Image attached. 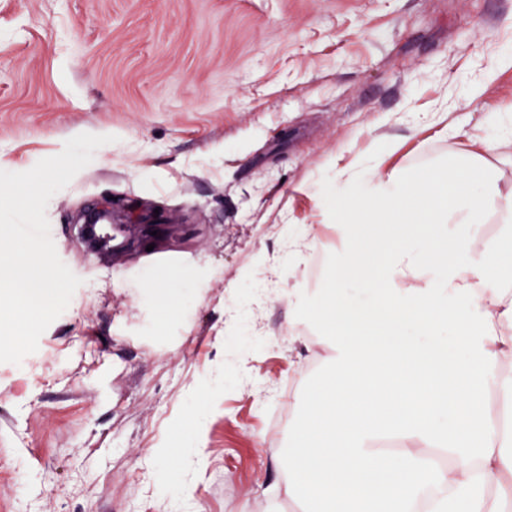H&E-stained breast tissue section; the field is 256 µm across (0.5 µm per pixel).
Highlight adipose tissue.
<instances>
[{
	"mask_svg": "<svg viewBox=\"0 0 512 512\" xmlns=\"http://www.w3.org/2000/svg\"><path fill=\"white\" fill-rule=\"evenodd\" d=\"M391 145L329 162L325 217L341 247L321 297L295 310L333 339L336 364L308 387L287 491L304 512H512V372L497 367L512 358V186L486 162L498 142L449 151L429 175L386 167ZM491 211L502 233L474 251ZM346 280L369 300L345 299ZM452 329L469 357H449ZM387 438L398 455L381 452ZM431 448L453 466H432Z\"/></svg>",
	"mask_w": 512,
	"mask_h": 512,
	"instance_id": "obj_1",
	"label": "adipose tissue"
}]
</instances>
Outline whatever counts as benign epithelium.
I'll return each instance as SVG.
<instances>
[{
  "label": "benign epithelium",
  "mask_w": 512,
  "mask_h": 512,
  "mask_svg": "<svg viewBox=\"0 0 512 512\" xmlns=\"http://www.w3.org/2000/svg\"><path fill=\"white\" fill-rule=\"evenodd\" d=\"M157 235H151V232ZM79 236L87 251L106 258L123 252L144 251L150 244L159 245L176 237L174 225L162 214L149 209L135 221L114 222L112 203L104 202L82 214Z\"/></svg>",
  "instance_id": "1"
}]
</instances>
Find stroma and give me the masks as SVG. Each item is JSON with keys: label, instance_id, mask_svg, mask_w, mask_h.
Listing matches in <instances>:
<instances>
[{"label": "stroma", "instance_id": "1", "mask_svg": "<svg viewBox=\"0 0 512 512\" xmlns=\"http://www.w3.org/2000/svg\"><path fill=\"white\" fill-rule=\"evenodd\" d=\"M510 53L512 0H0V170L113 138L47 205L82 283L0 363V512H301L268 445L288 446L305 387L280 383L321 335L288 291L322 280L283 266L281 234L322 223L336 152L386 135L413 171L498 138L511 184L512 135L486 121L512 102ZM107 199L183 243L87 253L75 225Z\"/></svg>", "mask_w": 512, "mask_h": 512}]
</instances>
